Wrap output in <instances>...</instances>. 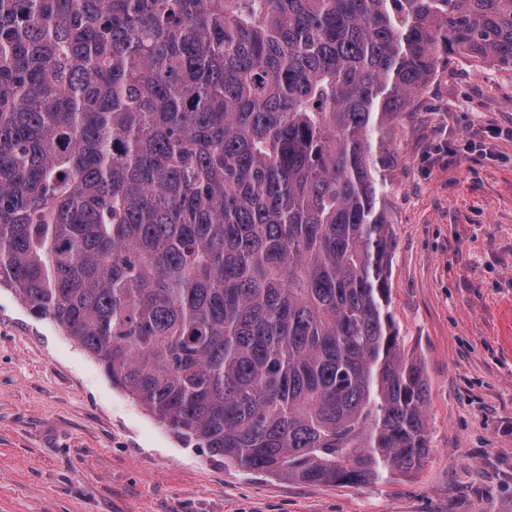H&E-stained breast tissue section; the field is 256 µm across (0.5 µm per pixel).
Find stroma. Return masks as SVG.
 I'll list each match as a JSON object with an SVG mask.
<instances>
[{"label":"stroma","mask_w":512,"mask_h":512,"mask_svg":"<svg viewBox=\"0 0 512 512\" xmlns=\"http://www.w3.org/2000/svg\"><path fill=\"white\" fill-rule=\"evenodd\" d=\"M381 154L389 312L427 382L417 472L325 485L224 465L0 288V512H512V70L450 54Z\"/></svg>","instance_id":"1"}]
</instances>
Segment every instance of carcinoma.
Returning a JSON list of instances; mask_svg holds the SVG:
<instances>
[{"instance_id": "1", "label": "carcinoma", "mask_w": 512, "mask_h": 512, "mask_svg": "<svg viewBox=\"0 0 512 512\" xmlns=\"http://www.w3.org/2000/svg\"><path fill=\"white\" fill-rule=\"evenodd\" d=\"M450 51L512 0H0V287L227 465L414 472L377 143Z\"/></svg>"}]
</instances>
